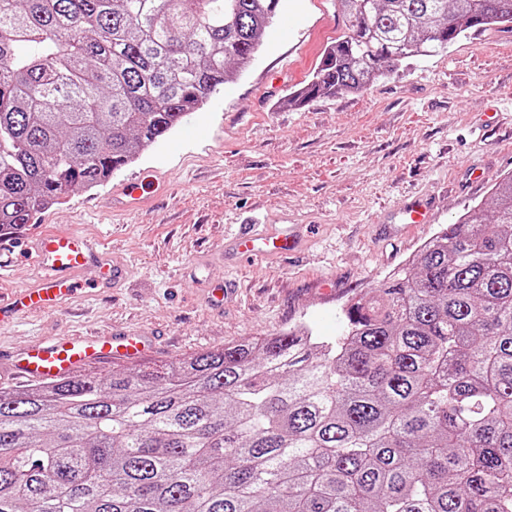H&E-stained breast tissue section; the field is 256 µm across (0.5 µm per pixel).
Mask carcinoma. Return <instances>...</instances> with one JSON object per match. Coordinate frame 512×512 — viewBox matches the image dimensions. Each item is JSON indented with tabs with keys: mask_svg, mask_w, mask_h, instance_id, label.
<instances>
[{
	"mask_svg": "<svg viewBox=\"0 0 512 512\" xmlns=\"http://www.w3.org/2000/svg\"><path fill=\"white\" fill-rule=\"evenodd\" d=\"M281 0H0V228L104 184L249 67ZM292 97L362 92L512 0H339ZM342 336L0 389V512H512V176Z\"/></svg>",
	"mask_w": 512,
	"mask_h": 512,
	"instance_id": "1",
	"label": "carcinoma"
}]
</instances>
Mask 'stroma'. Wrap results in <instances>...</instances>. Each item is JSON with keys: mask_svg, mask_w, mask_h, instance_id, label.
Returning a JSON list of instances; mask_svg holds the SVG:
<instances>
[{"mask_svg": "<svg viewBox=\"0 0 512 512\" xmlns=\"http://www.w3.org/2000/svg\"><path fill=\"white\" fill-rule=\"evenodd\" d=\"M345 28L337 0H282L250 67L181 127L109 183L69 193L9 235L1 288L35 280L36 239L78 228L103 238L128 279L88 288L64 305L0 326V350L39 340L134 328L156 351L134 371L213 347L304 326L334 339L343 308L411 259L463 210H493L492 188L512 175V30L469 33L448 50L415 56L367 90L294 106L324 48ZM168 178L174 190L127 216L101 201L122 181ZM424 195L429 224L402 223L399 206ZM307 224L287 257L241 261L226 244L239 225ZM237 288L214 308L207 290Z\"/></svg>", "mask_w": 512, "mask_h": 512, "instance_id": "35a3bbf8", "label": "stroma"}]
</instances>
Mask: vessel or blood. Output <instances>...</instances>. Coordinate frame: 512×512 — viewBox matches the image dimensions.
Returning <instances> with one entry per match:
<instances>
[{"instance_id":"vessel-or-blood-1","label":"vessel or blood","mask_w":512,"mask_h":512,"mask_svg":"<svg viewBox=\"0 0 512 512\" xmlns=\"http://www.w3.org/2000/svg\"><path fill=\"white\" fill-rule=\"evenodd\" d=\"M146 201L142 182L131 181L111 194L109 207L115 212H133ZM303 235L300 224H256L232 237L231 245L243 259L280 255L294 251ZM32 261L38 269L35 284L0 292V322L45 312L67 300L76 292L79 277L87 267L101 269L100 282L104 285L119 284L127 277L126 266L114 261L104 244L75 229L42 234ZM151 345V337L135 331L59 337L34 343L14 355L13 368L20 376L48 382L86 365L142 361L149 357Z\"/></svg>"}]
</instances>
